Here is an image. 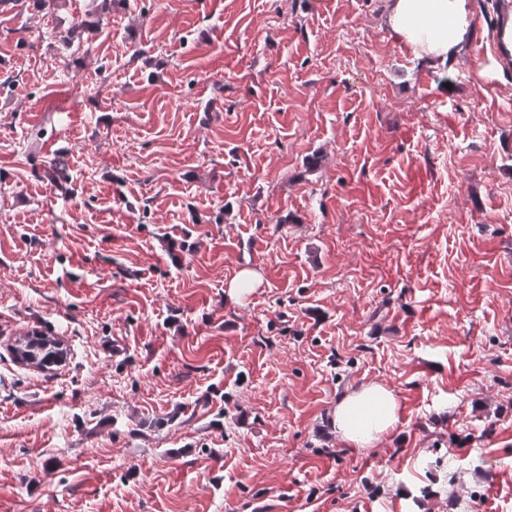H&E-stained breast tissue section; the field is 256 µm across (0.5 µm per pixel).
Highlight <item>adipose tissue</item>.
<instances>
[{"instance_id":"ef3b65f1","label":"adipose tissue","mask_w":512,"mask_h":512,"mask_svg":"<svg viewBox=\"0 0 512 512\" xmlns=\"http://www.w3.org/2000/svg\"><path fill=\"white\" fill-rule=\"evenodd\" d=\"M473 14L472 0H388L385 21L417 57L443 64L475 36ZM397 421L396 397L380 385L361 387L332 411L338 434L356 448L373 447Z\"/></svg>"}]
</instances>
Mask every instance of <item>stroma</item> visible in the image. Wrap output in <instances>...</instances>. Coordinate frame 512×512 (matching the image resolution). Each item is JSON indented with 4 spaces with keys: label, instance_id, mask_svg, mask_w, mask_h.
<instances>
[{
    "label": "stroma",
    "instance_id": "stroma-1",
    "mask_svg": "<svg viewBox=\"0 0 512 512\" xmlns=\"http://www.w3.org/2000/svg\"><path fill=\"white\" fill-rule=\"evenodd\" d=\"M497 2L445 65L386 0H115L71 47L95 0L0 6V512H512ZM371 383L398 421L353 448ZM112 1L113 0L97 1L100 3L97 20L74 18L65 30L57 33V37L60 38V41L68 45L81 42L84 39L86 31L99 30L101 16L111 14L112 12ZM21 348H23L21 350L22 354L27 353L31 355L32 359H38V363L40 364L53 362L54 357L59 351L57 344L53 343L49 339H43L41 342L30 343H27L25 340V344L23 346L17 347V349ZM398 421L395 395L380 385L362 386L339 401L332 422L340 437L354 448H371Z\"/></svg>",
    "mask_w": 512,
    "mask_h": 512
}]
</instances>
